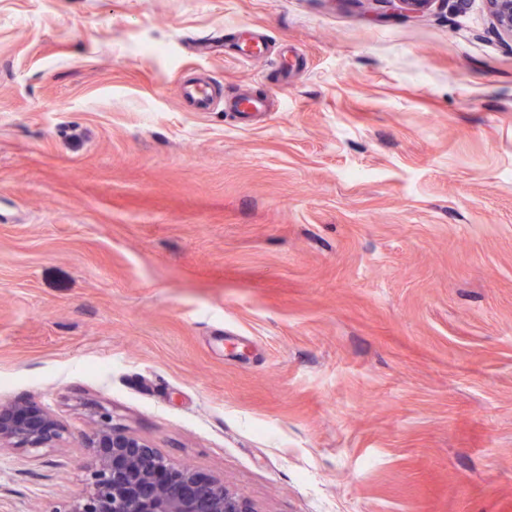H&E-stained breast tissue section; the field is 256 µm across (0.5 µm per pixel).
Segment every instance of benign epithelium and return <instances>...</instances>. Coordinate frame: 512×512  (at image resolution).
Instances as JSON below:
<instances>
[{
    "label": "benign epithelium",
    "mask_w": 512,
    "mask_h": 512,
    "mask_svg": "<svg viewBox=\"0 0 512 512\" xmlns=\"http://www.w3.org/2000/svg\"><path fill=\"white\" fill-rule=\"evenodd\" d=\"M497 27L512 37V0H490ZM61 426L32 401L0 405V449L49 448ZM93 469L67 512H256L224 484L176 466L145 441L112 424L102 411L86 437Z\"/></svg>",
    "instance_id": "obj_1"
}]
</instances>
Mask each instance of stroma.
Segmentation results:
<instances>
[{"label":"stroma","mask_w":512,"mask_h":512,"mask_svg":"<svg viewBox=\"0 0 512 512\" xmlns=\"http://www.w3.org/2000/svg\"><path fill=\"white\" fill-rule=\"evenodd\" d=\"M200 73L265 111H192ZM22 400L64 434L0 450V512H67L99 406L257 512H512L489 0H0V404Z\"/></svg>","instance_id":"stroma-1"}]
</instances>
